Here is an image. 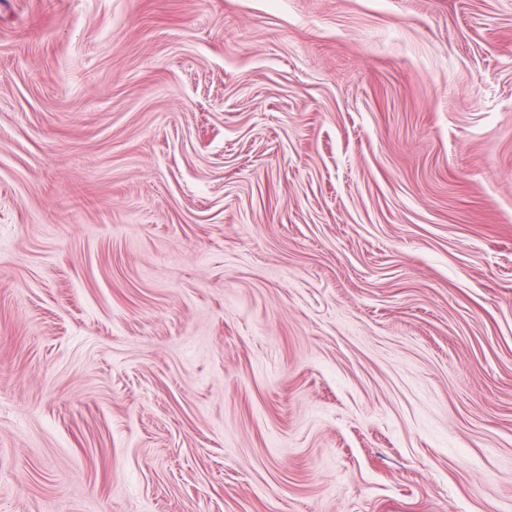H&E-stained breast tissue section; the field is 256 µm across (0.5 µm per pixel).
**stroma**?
<instances>
[{
	"label": "stroma",
	"instance_id": "stroma-1",
	"mask_svg": "<svg viewBox=\"0 0 512 512\" xmlns=\"http://www.w3.org/2000/svg\"><path fill=\"white\" fill-rule=\"evenodd\" d=\"M0 512H512V0H0Z\"/></svg>",
	"mask_w": 512,
	"mask_h": 512
}]
</instances>
